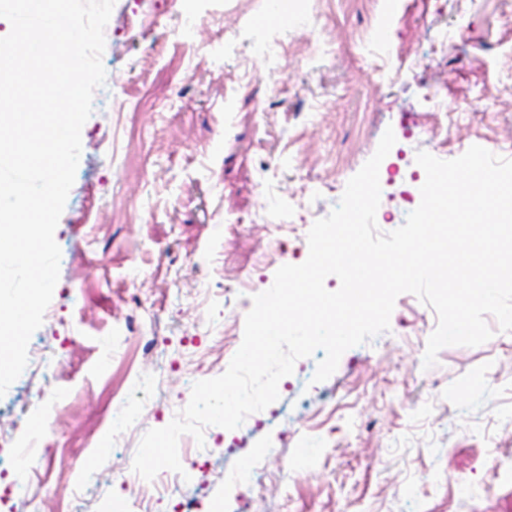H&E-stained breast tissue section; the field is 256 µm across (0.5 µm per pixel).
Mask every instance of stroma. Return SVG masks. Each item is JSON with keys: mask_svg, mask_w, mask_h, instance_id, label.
<instances>
[{"mask_svg": "<svg viewBox=\"0 0 512 512\" xmlns=\"http://www.w3.org/2000/svg\"><path fill=\"white\" fill-rule=\"evenodd\" d=\"M107 28L28 345L44 365L0 397V512H512V333L487 317L489 341L424 368L437 316L408 293L329 379L316 350L255 419L188 440L174 496L125 488L143 434L227 370L253 296L307 259L385 130L384 233L420 203L418 151L512 158V0H304L275 22L267 0H116ZM19 449L31 465L11 466Z\"/></svg>", "mask_w": 512, "mask_h": 512, "instance_id": "stroma-1", "label": "stroma"}]
</instances>
